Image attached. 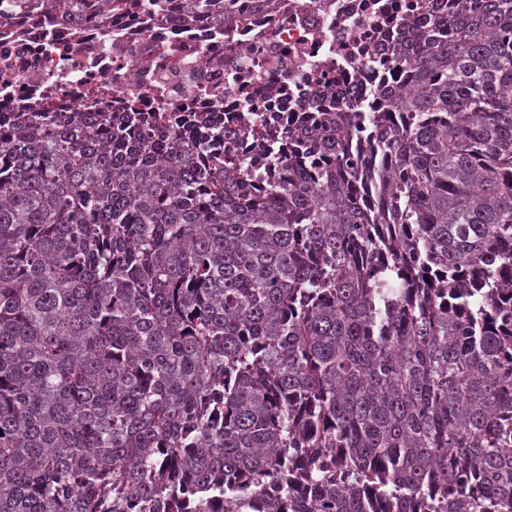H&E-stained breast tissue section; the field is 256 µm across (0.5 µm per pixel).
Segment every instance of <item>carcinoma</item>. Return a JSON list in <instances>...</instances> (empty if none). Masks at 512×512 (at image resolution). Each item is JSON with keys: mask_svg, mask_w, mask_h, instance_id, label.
<instances>
[{"mask_svg": "<svg viewBox=\"0 0 512 512\" xmlns=\"http://www.w3.org/2000/svg\"><path fill=\"white\" fill-rule=\"evenodd\" d=\"M429 2L263 187L0 128V512H512V0Z\"/></svg>", "mask_w": 512, "mask_h": 512, "instance_id": "carcinoma-1", "label": "carcinoma"}]
</instances>
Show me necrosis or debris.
<instances>
[{
  "mask_svg": "<svg viewBox=\"0 0 512 512\" xmlns=\"http://www.w3.org/2000/svg\"><path fill=\"white\" fill-rule=\"evenodd\" d=\"M424 0H124L81 24L57 0L0 17V121L18 112L139 113L155 140L201 135L208 154L244 156L258 184L278 179L251 136L300 134L317 112H355L383 85L407 82L382 47ZM240 129L211 136L212 124Z\"/></svg>",
  "mask_w": 512,
  "mask_h": 512,
  "instance_id": "4bbe7bcc",
  "label": "necrosis or debris"
}]
</instances>
